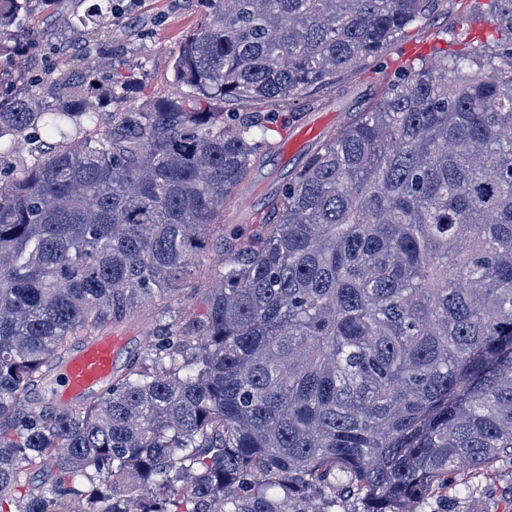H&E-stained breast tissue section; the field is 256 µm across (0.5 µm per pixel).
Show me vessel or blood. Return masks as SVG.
I'll use <instances>...</instances> for the list:
<instances>
[{
  "label": "vessel or blood",
  "mask_w": 512,
  "mask_h": 512,
  "mask_svg": "<svg viewBox=\"0 0 512 512\" xmlns=\"http://www.w3.org/2000/svg\"><path fill=\"white\" fill-rule=\"evenodd\" d=\"M125 344V337L109 333L87 341L59 367L48 395L67 404L92 398L111 381Z\"/></svg>",
  "instance_id": "obj_1"
}]
</instances>
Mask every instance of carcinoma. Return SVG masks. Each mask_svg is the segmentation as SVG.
Returning <instances> with one entry per match:
<instances>
[{"label":"carcinoma","mask_w":512,"mask_h":512,"mask_svg":"<svg viewBox=\"0 0 512 512\" xmlns=\"http://www.w3.org/2000/svg\"><path fill=\"white\" fill-rule=\"evenodd\" d=\"M32 0H0L16 58ZM173 61L188 92L99 116L96 62L20 91L0 139V512H415L512 458V0L486 50L423 58L289 179L125 372L70 407L32 396L106 326L182 291L266 147L261 108L378 56L433 0H198ZM112 84L128 86L114 54Z\"/></svg>","instance_id":"cac0c4a2"}]
</instances>
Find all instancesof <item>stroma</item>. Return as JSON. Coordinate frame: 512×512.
<instances>
[{"mask_svg":"<svg viewBox=\"0 0 512 512\" xmlns=\"http://www.w3.org/2000/svg\"><path fill=\"white\" fill-rule=\"evenodd\" d=\"M486 3L434 0L427 18L407 29L381 55L338 72L329 83L312 86L294 100L279 104L268 133L272 149L250 169L234 197L225 203L223 226L213 228L196 259L192 288L174 297L154 298L130 321L113 325V333L127 339L118 364H125L127 354L143 352L145 338L153 328L187 311L203 312V288L217 272L225 248L235 244L237 228L259 223L270 197L304 158L300 152L282 155L279 146L284 131L316 123L324 113L341 111L354 94L373 95L379 88L380 74L394 77L421 58L492 41L496 31L486 14ZM91 6V0H57L52 7L35 0L27 31L38 39L39 46L18 57L16 66L9 69L10 80L24 86L29 76L59 65L65 45L77 43L95 56L113 47L125 50L133 69L126 104L141 106L176 96L178 88L172 81L170 62L186 36L200 27L196 0H136L122 24L113 26L92 22L88 17ZM420 512H512V460H499L490 468L471 472L467 487L427 497Z\"/></svg>","mask_w":512,"mask_h":512,"instance_id":"obj_1","label":"stroma"}]
</instances>
